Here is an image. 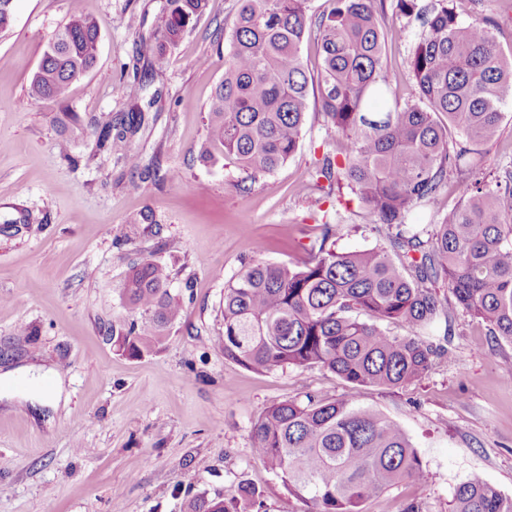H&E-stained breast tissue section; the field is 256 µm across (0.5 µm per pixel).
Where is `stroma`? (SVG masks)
<instances>
[{"instance_id":"stroma-1","label":"stroma","mask_w":512,"mask_h":512,"mask_svg":"<svg viewBox=\"0 0 512 512\" xmlns=\"http://www.w3.org/2000/svg\"><path fill=\"white\" fill-rule=\"evenodd\" d=\"M164 0H81L101 24L95 68L71 88L81 122L119 118L137 101L145 115L131 138L138 167L88 161L84 141L61 156L59 104L29 95L30 74L71 13V0H14L0 32V512H185L191 497L220 495L242 512L240 487L261 512H307L250 443L271 405L313 395L333 399L346 382L323 367L260 371L224 356V287L264 245L261 260L299 262L321 222L336 251L387 245L388 229L359 203L337 207L312 188L317 160L338 153L321 114L307 116L294 158L248 190L232 161L206 166L208 102L224 77L237 0H208L168 67L151 75L149 39ZM140 30L130 26L131 17ZM389 97L417 100L407 59L418 22L387 14ZM185 182L169 187L171 173ZM144 211L152 224L136 223ZM160 262L182 318L152 351L116 354L113 325L140 320L122 288L130 268ZM447 352L404 388H360V406L397 422L417 449L423 490L404 481L362 512H448L457 484L480 473L512 497V345L462 310L440 309L428 332ZM40 364L62 375L60 396L23 385Z\"/></svg>"}]
</instances>
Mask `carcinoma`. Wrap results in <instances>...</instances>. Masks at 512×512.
<instances>
[{"label":"carcinoma","instance_id":"obj_1","mask_svg":"<svg viewBox=\"0 0 512 512\" xmlns=\"http://www.w3.org/2000/svg\"><path fill=\"white\" fill-rule=\"evenodd\" d=\"M207 0H167L152 67L202 13ZM224 62L206 116L198 155L206 165L232 156L247 178L271 174L299 148L307 114H323L344 143L342 157L325 155L316 178L344 182L359 202L395 229L384 247L337 252L327 244L333 225L316 234L298 263L254 260L224 288V357L246 368H311L337 374L349 391L332 400L307 396L271 406L255 423V455L312 512H361V504L402 480L418 483L423 467L402 427L357 404L364 386L418 382L444 352L424 336L447 286L459 307L512 345V171L473 177L475 146L494 139L512 96V64L491 27L466 20L483 0H391L394 11L420 22L409 72L418 102L388 100L384 66L386 0H329L314 19L310 0H238ZM319 32L321 65L307 74L302 44ZM100 23L77 9L47 44L31 74L38 100L63 102L72 84L96 65ZM317 83L319 97H310ZM384 104V110L374 106ZM144 115L131 109L118 122L94 125L95 154L134 165L128 134ZM456 175L458 206L431 229L406 224L409 211L430 200ZM128 303L149 316L143 325L112 327V347L130 358L151 350L178 321L181 306L164 266L145 259L123 288ZM399 323L403 336L387 331ZM186 512H226L224 500L203 493ZM449 512H512L480 474L459 483Z\"/></svg>","mask_w":512,"mask_h":512}]
</instances>
